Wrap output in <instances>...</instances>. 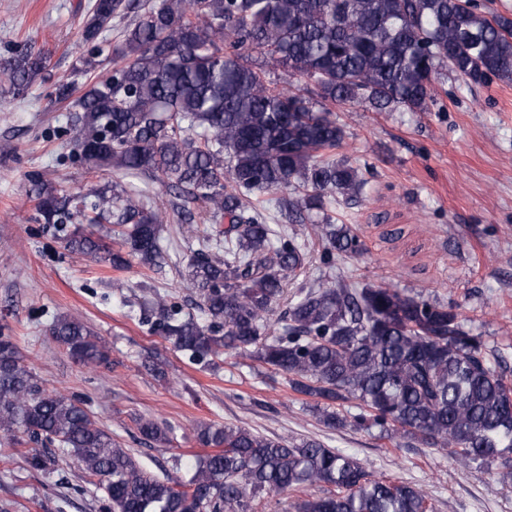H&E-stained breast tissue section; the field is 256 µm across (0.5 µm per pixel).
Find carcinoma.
<instances>
[{"mask_svg": "<svg viewBox=\"0 0 512 512\" xmlns=\"http://www.w3.org/2000/svg\"><path fill=\"white\" fill-rule=\"evenodd\" d=\"M132 0H95L82 33L88 76L71 158L102 173L149 174L174 200L152 206L118 182L92 190L90 204L32 178L37 213L72 254L116 268L148 269L165 253L167 209L202 246L185 287L202 316L158 296L152 327L195 364L226 351L249 355L315 400L323 422L441 449L448 459L495 469L512 484V389L483 338L453 307L397 288L321 281L285 299L284 281L304 265L305 242L278 230L253 202L279 193L291 224H311L321 260L356 255L362 244L327 213L364 185L349 161L325 158L345 131L326 104L374 112H428L446 70L469 85L512 80V19L472 0H149L112 45V68L96 72L99 36ZM314 87H278L252 53ZM47 58L17 44L0 63L10 92L24 95ZM74 229H67L73 220ZM50 336L78 363L106 365L95 331L56 316ZM162 445L171 428L142 421ZM188 478L159 476L95 422L84 401L43 386L13 338L0 333V438L35 471L56 465V447L103 482L112 512H251L261 492L298 493L295 512H435L422 489L379 478L355 455L317 439L291 443L243 426L205 423ZM328 486L323 494L315 490Z\"/></svg>", "mask_w": 512, "mask_h": 512, "instance_id": "obj_1", "label": "carcinoma"}]
</instances>
